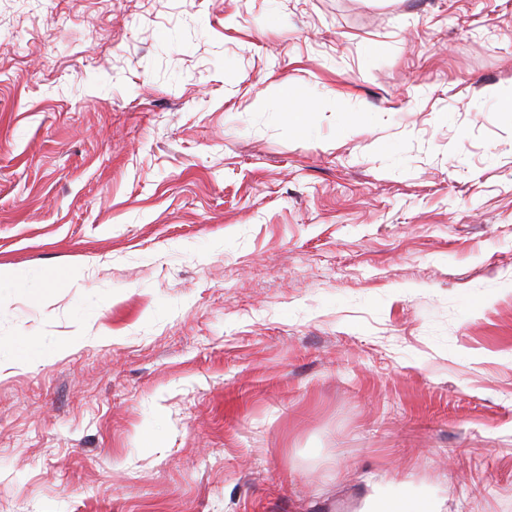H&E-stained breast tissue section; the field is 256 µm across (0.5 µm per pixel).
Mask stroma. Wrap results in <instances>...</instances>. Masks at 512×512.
Returning <instances> with one entry per match:
<instances>
[{
    "label": "stroma",
    "mask_w": 512,
    "mask_h": 512,
    "mask_svg": "<svg viewBox=\"0 0 512 512\" xmlns=\"http://www.w3.org/2000/svg\"><path fill=\"white\" fill-rule=\"evenodd\" d=\"M0 32V512H512V0ZM396 486L394 482L379 484L361 512H441L442 504L436 499L407 490L396 492Z\"/></svg>",
    "instance_id": "1"
}]
</instances>
